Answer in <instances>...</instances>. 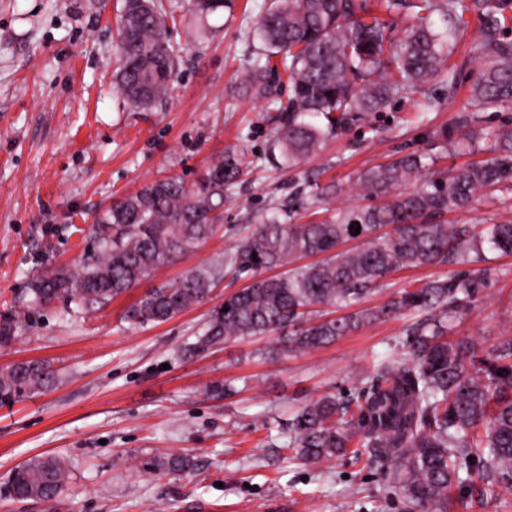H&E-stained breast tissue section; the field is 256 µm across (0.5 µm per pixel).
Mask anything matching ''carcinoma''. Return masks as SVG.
Returning a JSON list of instances; mask_svg holds the SVG:
<instances>
[{
	"instance_id": "cac0c4a2",
	"label": "carcinoma",
	"mask_w": 512,
	"mask_h": 512,
	"mask_svg": "<svg viewBox=\"0 0 512 512\" xmlns=\"http://www.w3.org/2000/svg\"><path fill=\"white\" fill-rule=\"evenodd\" d=\"M368 0H271L255 23L260 50L245 80L252 95L270 94L269 76L286 74L289 95L274 132L273 149L290 167L315 153L321 141L345 131L349 120L381 110L390 100L445 77L450 42L481 18L472 52L482 61L472 99L486 109L512 104V0H377L374 7L413 22L398 40L370 16ZM197 36L210 33L209 17L224 0H189ZM448 16L449 28L432 16ZM170 15L159 0H123L115 52L117 92L137 107L168 97L178 55L168 38ZM493 156L450 170H431L427 155L410 152L368 169L359 188L382 197L378 206H348L321 220L288 224L278 209L244 236L221 260L189 269L175 284L144 292L126 311L134 324L164 323L203 304L225 278L249 275L250 285L213 311L200 346L244 336L278 335L281 349L306 351L330 344L365 325L411 317L404 352L375 365L369 388L355 402L329 392L302 406L290 423L291 446L312 465L332 461L351 445L369 449L389 486L412 512H456L461 466L469 487L483 497L497 486L512 488V336L479 355L473 342L451 333L450 322L470 309L487 287L485 270L470 269L417 288L403 287L379 308L330 318L326 308H347L395 272L483 261L482 248L512 253V224H487L468 235L440 217L470 208L488 193L512 192V128L492 134ZM242 173L231 154L214 163L198 189L169 177L115 200L92 225V256L74 268L45 271L30 289V307L64 299L93 311L105 307L166 266L184 261L223 223L224 191ZM360 225V233L351 226ZM305 255L318 262L277 276L263 271ZM26 314L0 320V347L14 341ZM51 365L27 361L0 370V401L47 388ZM155 470L193 469L186 455L150 462ZM67 466L55 456L18 467L10 479L21 500L54 503Z\"/></svg>"
}]
</instances>
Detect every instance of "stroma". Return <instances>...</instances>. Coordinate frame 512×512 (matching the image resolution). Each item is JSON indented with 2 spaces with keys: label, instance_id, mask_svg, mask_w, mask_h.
I'll return each mask as SVG.
<instances>
[{
  "label": "stroma",
  "instance_id": "1",
  "mask_svg": "<svg viewBox=\"0 0 512 512\" xmlns=\"http://www.w3.org/2000/svg\"><path fill=\"white\" fill-rule=\"evenodd\" d=\"M164 3L175 13L170 39L182 49L175 90L136 109L113 89L122 0L102 7L0 0V315L19 309L45 270L73 267L93 253L87 230L113 200L170 176L195 188L227 152L244 151L248 168L225 193L223 223L157 283L222 258L273 206L303 224L334 207L370 205L357 187L365 170L412 151L428 154L439 169L483 159L490 142L458 151L452 140L512 125V108L485 110L470 98L480 72L470 50L480 20L472 13L448 58L447 81L360 116L299 167L277 168L272 100L243 89L259 48L249 31L270 0H233L210 17L214 32L202 42L193 38L188 0ZM427 98L435 106L425 112ZM308 181L338 191L318 202L299 192ZM447 221L469 228L512 222V195L484 196ZM485 266L488 288L452 330L481 353L512 336V254L488 253ZM456 271L396 272L358 306L382 305L403 286ZM244 285L224 279L205 304L147 326L123 317L133 292L94 312L62 300L30 311L0 349V369L38 360L59 375L46 389L0 402V512H43L42 504L12 496L9 477L46 455L69 467L55 512H266L273 500L285 512H410L382 473L354 455L309 466L288 446L296 409L328 392L350 397L365 387L374 364L401 351L406 320L368 325L303 352L274 354L272 335L197 348L203 323ZM162 453L189 456L192 470L146 469Z\"/></svg>",
  "mask_w": 512,
  "mask_h": 512
}]
</instances>
